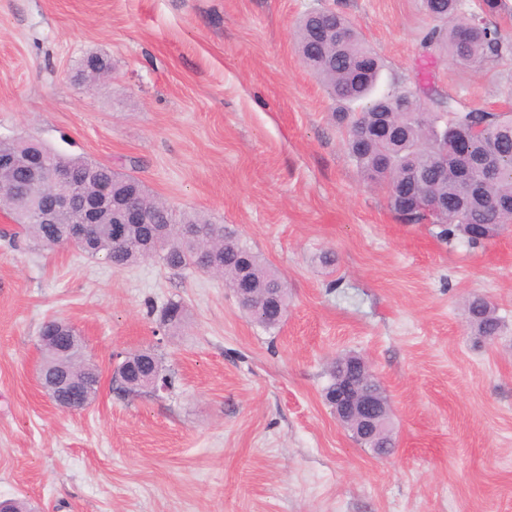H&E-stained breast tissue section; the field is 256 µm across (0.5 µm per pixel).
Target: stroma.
Listing matches in <instances>:
<instances>
[{"mask_svg": "<svg viewBox=\"0 0 512 512\" xmlns=\"http://www.w3.org/2000/svg\"><path fill=\"white\" fill-rule=\"evenodd\" d=\"M319 5L385 76L512 110V57L474 73L422 51L421 0H0V138L35 136L238 230L289 302L269 332L219 277L36 249L0 214V498L33 512H512V229L471 248L389 210L295 51ZM92 54L112 65L98 90L76 79ZM474 295L503 321L493 341L466 324ZM171 300L189 312L176 335L159 323ZM49 318L77 329L98 371L82 410L37 381ZM146 348L171 387L120 392L117 354ZM343 353L387 389L390 457L324 400Z\"/></svg>", "mask_w": 512, "mask_h": 512, "instance_id": "1", "label": "stroma"}]
</instances>
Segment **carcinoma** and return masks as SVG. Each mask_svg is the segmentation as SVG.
Returning a JSON list of instances; mask_svg holds the SVG:
<instances>
[{
  "label": "carcinoma",
  "instance_id": "1",
  "mask_svg": "<svg viewBox=\"0 0 512 512\" xmlns=\"http://www.w3.org/2000/svg\"><path fill=\"white\" fill-rule=\"evenodd\" d=\"M501 6L502 0H480L478 9L473 10L468 0H422L433 26L422 34L420 46L425 51L441 48L455 65L468 70L512 57V44L502 39L491 20ZM324 23L336 26V40L326 41L318 34ZM295 50L336 103L331 120L344 134L347 154L366 180L384 191L392 212L402 216L400 188L416 176L418 180L412 185L415 196H431L448 207L431 219L417 212L405 222L424 224L429 219L440 228L441 237L450 241L460 237L473 248L483 244L473 235L474 229H484L491 238L512 225L511 110L464 108L433 89L420 95L402 88L394 77L382 81L381 60L371 55L349 20L337 12L322 13L316 8L308 11L296 26ZM379 124L387 129L386 134L368 142L358 139V131H370ZM474 127L481 128V132L471 139L472 165L463 175L447 148L460 132ZM33 145L48 164L66 160L80 178L82 194L91 195L103 185L111 187L114 196L133 191L148 216L146 224L121 225L120 244L112 241V225H93L95 236L81 249L85 257H102L117 269L151 257L170 269L211 273L222 277L225 287L234 293L248 288L253 302L245 306V311L265 329L275 330L283 323L288 312V291L282 292L276 307L264 305L263 298L286 285V281L241 241L236 230L199 212L174 211L133 175L67 156L42 142L22 137L0 139V151L14 158L13 166L0 173V211L15 224L13 235L43 248L67 224L79 220L77 212L61 216L57 224H41L33 219L32 200L17 191L25 181ZM382 155L391 158L389 166H379L377 158ZM475 183L480 185L477 197L470 194ZM466 313L468 326L477 338L491 341L499 335L501 320L488 300L470 298ZM160 321L168 332L177 334L189 322L188 310L182 302L170 300L161 311ZM39 341L46 371H56V349L61 341L55 337V321L42 324ZM122 368L115 382L124 393L138 392L128 385L129 380L151 374L168 384L161 358L150 350L126 356ZM68 376L79 383H98V372L88 363H73Z\"/></svg>",
  "mask_w": 512,
  "mask_h": 512
}]
</instances>
